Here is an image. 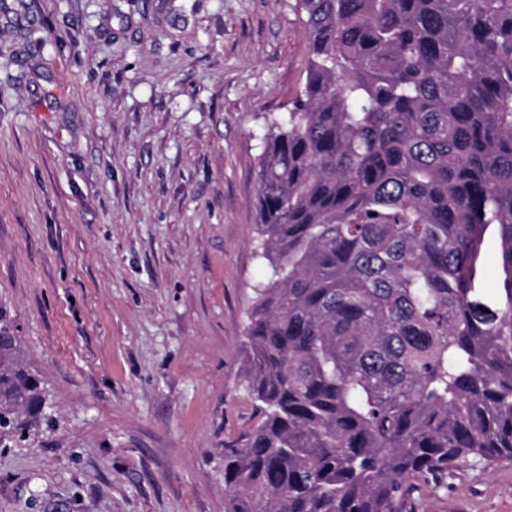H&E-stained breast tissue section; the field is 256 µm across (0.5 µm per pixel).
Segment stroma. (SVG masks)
<instances>
[{
  "label": "stroma",
  "instance_id": "stroma-1",
  "mask_svg": "<svg viewBox=\"0 0 512 512\" xmlns=\"http://www.w3.org/2000/svg\"><path fill=\"white\" fill-rule=\"evenodd\" d=\"M307 56L296 0H0V316L47 415L0 433V512H224L258 158ZM415 497L512 512V462Z\"/></svg>",
  "mask_w": 512,
  "mask_h": 512
}]
</instances>
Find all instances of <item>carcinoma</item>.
<instances>
[{
    "label": "carcinoma",
    "instance_id": "1",
    "mask_svg": "<svg viewBox=\"0 0 512 512\" xmlns=\"http://www.w3.org/2000/svg\"><path fill=\"white\" fill-rule=\"evenodd\" d=\"M298 5L305 82L258 161L261 420L224 449L225 512H417L512 461V0ZM43 404L0 318V429ZM480 276L484 284L499 287L504 278L501 266L500 245L496 235L487 231L481 249Z\"/></svg>",
    "mask_w": 512,
    "mask_h": 512
}]
</instances>
